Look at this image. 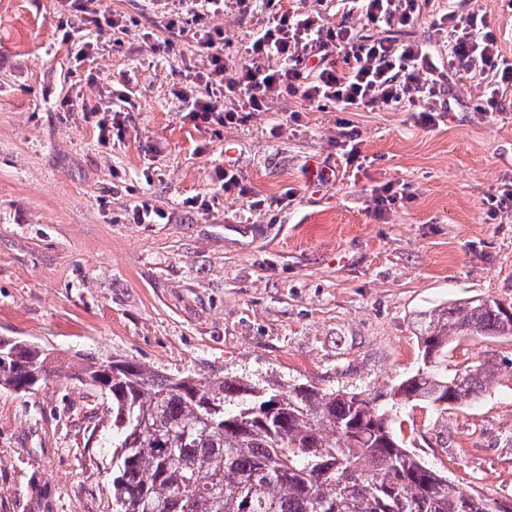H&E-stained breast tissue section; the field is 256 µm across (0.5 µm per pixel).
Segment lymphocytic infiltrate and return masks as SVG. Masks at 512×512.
Returning a JSON list of instances; mask_svg holds the SVG:
<instances>
[{"mask_svg":"<svg viewBox=\"0 0 512 512\" xmlns=\"http://www.w3.org/2000/svg\"><path fill=\"white\" fill-rule=\"evenodd\" d=\"M184 2L186 16L168 19L172 37L158 49L173 51L174 36L192 24L209 62L178 96L185 102L181 120L197 128L245 123L284 95L340 112L401 104L419 112L422 124L429 126L447 109L440 100V82L449 69L483 74L486 90L479 108L485 112L494 111L512 89V59L501 53L495 34L476 14L464 22L451 12L439 18L436 27L448 39V54L437 64L421 44L370 39L349 25L330 23L321 10L262 0L267 20L229 66L221 35L207 25L210 7L222 0ZM336 6L346 14L360 12L369 25L403 29L413 22L419 0H336Z\"/></svg>","mask_w":512,"mask_h":512,"instance_id":"1","label":"lymphocytic infiltrate"}]
</instances>
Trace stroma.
<instances>
[{"label":"stroma","mask_w":512,"mask_h":512,"mask_svg":"<svg viewBox=\"0 0 512 512\" xmlns=\"http://www.w3.org/2000/svg\"><path fill=\"white\" fill-rule=\"evenodd\" d=\"M126 30L83 22L68 0H0V336L136 361L170 376H237L323 389L382 387L415 371L419 312L512 302V93L477 111L479 77L443 82L423 126L406 107L319 108L298 97L204 132L175 93L206 70L191 36L157 49L179 0H100ZM401 40L444 56L441 15L483 17L512 57V0H422ZM263 13L209 14L232 63ZM126 91L123 132L97 122ZM359 133L348 157L343 124ZM336 167V180L315 173ZM237 169L259 207L224 195ZM393 182L404 198L378 203ZM209 199L191 209V197ZM151 200L168 218L136 224ZM497 363L496 388L438 419L408 404L404 444L460 486L512 500V338H470L462 368ZM112 427L98 389L0 388V512H112Z\"/></svg>","instance_id":"35a3bbf8"}]
</instances>
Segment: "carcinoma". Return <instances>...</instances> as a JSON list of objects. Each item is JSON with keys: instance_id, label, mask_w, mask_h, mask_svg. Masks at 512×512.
<instances>
[{"instance_id": "obj_1", "label": "carcinoma", "mask_w": 512, "mask_h": 512, "mask_svg": "<svg viewBox=\"0 0 512 512\" xmlns=\"http://www.w3.org/2000/svg\"><path fill=\"white\" fill-rule=\"evenodd\" d=\"M506 306L488 297L424 312L422 366L373 392L169 376L129 359H59L2 336L0 386L26 394L37 375L40 385L63 378L106 395L114 512H504L411 454L394 423L409 401L441 415L492 390L493 367L451 371L448 349L511 338Z\"/></svg>"}]
</instances>
